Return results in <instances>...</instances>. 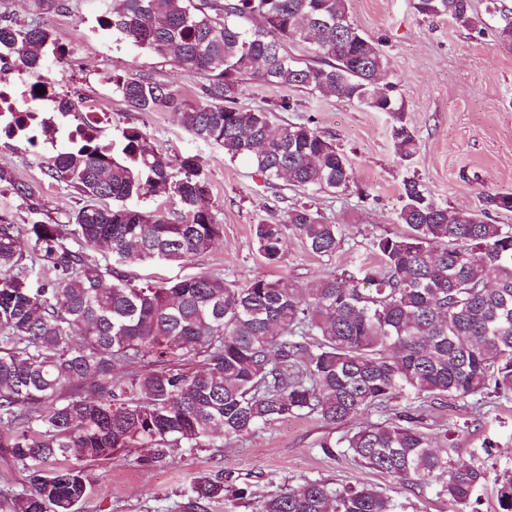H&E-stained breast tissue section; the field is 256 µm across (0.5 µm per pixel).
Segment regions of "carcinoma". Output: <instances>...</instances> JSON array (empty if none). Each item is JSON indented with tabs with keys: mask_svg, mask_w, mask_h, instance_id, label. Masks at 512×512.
I'll list each match as a JSON object with an SVG mask.
<instances>
[{
	"mask_svg": "<svg viewBox=\"0 0 512 512\" xmlns=\"http://www.w3.org/2000/svg\"><path fill=\"white\" fill-rule=\"evenodd\" d=\"M0 63L37 73L47 54L64 56L50 31L1 9ZM496 38L512 42V18ZM424 18L476 24L472 0H414ZM112 40L144 48L181 74L206 76L204 102L175 98L133 73L113 74L112 91L133 112L167 110L197 139L224 149L269 181L310 194L343 193L351 160L309 123L277 122L286 101L238 106L246 80L316 91L375 112L402 111L396 86L378 87L387 59L360 32L347 0H114L98 15ZM255 19L259 26L248 28ZM120 148L74 143L49 164L50 177L83 200L70 224H30L0 217V447L29 471L11 495L12 512H74L86 496L85 463L154 449L191 453L217 446L289 415L344 425L372 410L392 412L319 447L427 489L442 486L457 512L488 481L499 512H512V471L490 476L460 464L452 435L424 424V409L472 398L512 399V227L449 208L410 178L397 221L407 230L372 241L374 262L320 276L312 288L255 276L237 286L204 272L159 284L137 283L135 261L185 262L223 233L210 205L199 159L172 160L140 129L123 131ZM391 137L400 160L415 152L403 122ZM26 209L40 210L38 186L0 167ZM171 195L180 220L127 204ZM111 204H105V201ZM332 259L346 227L309 202L283 219L255 225L269 265L288 236ZM106 248L104 265L86 248ZM78 452L61 469L47 465ZM220 470L194 478L189 508L224 497ZM386 492L305 479L266 499L259 512H401Z\"/></svg>",
	"mask_w": 512,
	"mask_h": 512,
	"instance_id": "carcinoma-1",
	"label": "carcinoma"
}]
</instances>
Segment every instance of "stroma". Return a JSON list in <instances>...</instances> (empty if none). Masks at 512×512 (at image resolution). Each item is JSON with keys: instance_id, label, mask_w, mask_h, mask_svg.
Here are the masks:
<instances>
[{"instance_id": "1", "label": "stroma", "mask_w": 512, "mask_h": 512, "mask_svg": "<svg viewBox=\"0 0 512 512\" xmlns=\"http://www.w3.org/2000/svg\"><path fill=\"white\" fill-rule=\"evenodd\" d=\"M413 3L348 2L354 22L387 59L382 83L396 84L404 100L402 119L417 139L409 161H400L395 153L390 114L316 92L257 81L245 84L240 107L256 109L288 100L291 108L280 113V120L314 122L353 164L354 191L312 197L328 221L347 227L336 256H314L291 237L275 265L262 261L253 229L282 219L298 192L282 179L267 182L245 163L230 160L223 149L194 138L175 113L130 111L110 82L112 74L128 71L198 103L203 76L177 74L169 62L146 49L87 36L102 0H62L59 10L42 14V22L66 50L64 59L48 57L44 74L77 103L108 113L104 139L117 144L124 129L139 128L171 158L198 156L210 184L212 212L224 226L216 246L182 264L147 261L129 266V273L143 282H160L208 271L240 284L264 275L310 287L322 274L371 260L374 238L404 232L396 215L402 183L411 176L448 207L484 212L491 223L512 225V211L487 202L497 194H512V44L499 42L490 29L481 34L445 17L422 18ZM67 147V140L58 137L47 152L35 154L24 140L0 139V167L11 169L18 181L38 185L42 198L40 210L31 213L10 189L0 186V216L14 217L19 224L67 223L80 197L50 178L47 169L51 157ZM381 419V413L371 411L335 427L313 415L291 416L220 448L172 450L160 463L152 462L150 449L140 448L129 460L88 464L91 489L76 512H183L192 478L217 470L237 492L207 502L205 512H257L261 501L284 484L315 478L381 488L402 504L403 512H456L441 487L419 490L351 459L326 456L319 446L325 436L337 438ZM425 420L433 432H452L456 458L483 462L494 473L512 471V457L505 454L512 448V400L498 401L483 416L472 399L458 400L428 409Z\"/></svg>"}]
</instances>
